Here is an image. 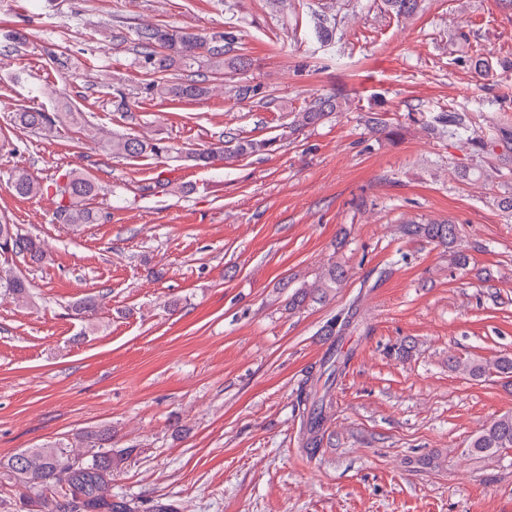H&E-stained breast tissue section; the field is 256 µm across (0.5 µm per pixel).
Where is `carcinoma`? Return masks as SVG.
<instances>
[{"label":"carcinoma","mask_w":512,"mask_h":512,"mask_svg":"<svg viewBox=\"0 0 512 512\" xmlns=\"http://www.w3.org/2000/svg\"><path fill=\"white\" fill-rule=\"evenodd\" d=\"M387 10L398 16L409 17L416 13L419 0H384ZM136 65L151 76L146 84L149 94L160 99L197 100L208 95L209 78L231 68L248 70L250 63L243 54L236 52L239 44L236 31L228 29L209 36L159 24H146L133 31ZM346 106L345 94L336 92L318 98L309 108L296 113V128L314 125L332 112H342ZM82 119L80 112H46L38 108L21 109L13 115V122L23 130L51 139L58 128L67 122ZM471 116L466 111H451L426 124L434 137L466 139L476 151L485 150V143L471 135ZM272 140H253L232 135L219 138L204 149L185 154V160L197 167H209L224 159V148L236 155H251L268 151ZM106 149L114 157L136 158L144 155L162 156L173 148L159 142L143 140L136 136L115 134L107 141ZM11 188L20 197L43 194L42 182L25 169L11 175ZM99 194L97 183L84 171L72 169L54 182V195L58 200L55 218L71 231H80L88 224L102 220L89 202ZM405 235L425 240L448 249L450 262L465 268L469 256L454 250L461 234L459 225L451 222L405 223ZM21 257L32 264L46 259L39 242L21 232L15 224L0 222V296H7L20 308L33 305L34 293L27 278L10 267V261ZM344 278V269L332 265L320 278L315 288L324 297ZM99 307L93 296L82 298L66 306L67 315L89 321ZM358 325L357 305L350 306L331 318L324 335L342 336ZM327 367L310 372L297 390L296 405L301 417L302 449L314 457L322 447L324 427L331 418L333 408L331 386L337 375L346 367L347 359L333 350L324 360ZM448 369L469 380L497 377L512 382V355L493 360L481 358H448ZM512 448V414L504 413L483 425L470 443V451L476 455H497ZM132 448H112V430L88 431L84 435L83 448L76 451L63 442H55L41 448H31L0 459V487L10 486V494L0 495V506L15 498L21 512H178L176 504L156 502L145 511L133 499L112 494V475Z\"/></svg>","instance_id":"cac0c4a2"}]
</instances>
